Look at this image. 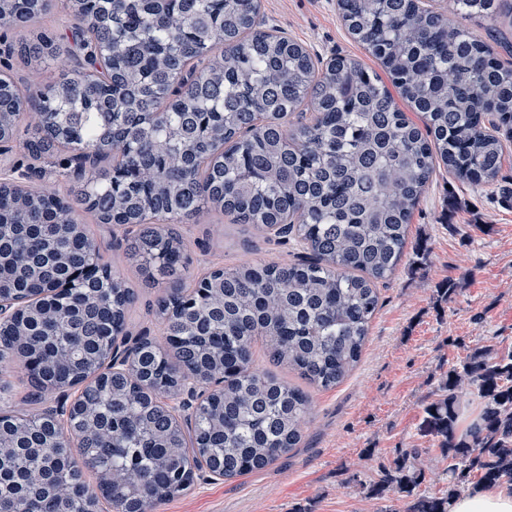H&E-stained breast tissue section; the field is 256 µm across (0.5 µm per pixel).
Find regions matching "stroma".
I'll return each instance as SVG.
<instances>
[{
	"label": "stroma",
	"instance_id": "stroma-1",
	"mask_svg": "<svg viewBox=\"0 0 512 512\" xmlns=\"http://www.w3.org/2000/svg\"><path fill=\"white\" fill-rule=\"evenodd\" d=\"M259 20L262 29L321 59L336 55L380 67L348 34L337 0H261ZM455 22L489 39L498 59L512 64L511 23H469L460 16ZM510 190L512 143L491 186L477 188L438 169L414 211L402 264L378 286L379 308L358 363L339 385L307 389L311 414L300 447L243 477L195 480L155 512H406V499L375 497L370 489L382 468L413 448L426 474L422 492L447 490L448 462L422 422L449 369L484 346L500 356L512 351V202L503 198ZM72 216L114 273L138 292L128 312L130 339L164 343L153 310L158 290L125 259L122 227L99 223L79 205ZM179 231L196 276L247 261H295L306 253L297 241H269L214 208ZM447 286L452 295H444Z\"/></svg>",
	"mask_w": 512,
	"mask_h": 512
}]
</instances>
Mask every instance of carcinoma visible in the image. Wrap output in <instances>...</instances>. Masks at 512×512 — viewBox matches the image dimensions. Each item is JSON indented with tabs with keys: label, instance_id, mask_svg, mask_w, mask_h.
<instances>
[{
	"label": "carcinoma",
	"instance_id": "carcinoma-1",
	"mask_svg": "<svg viewBox=\"0 0 512 512\" xmlns=\"http://www.w3.org/2000/svg\"><path fill=\"white\" fill-rule=\"evenodd\" d=\"M52 0H0L4 26L36 25ZM74 43L112 53L106 79L69 69L76 56L47 33L18 42L26 93L0 97V143L20 136L14 102L30 100L23 148L29 168L70 152L73 191L105 224L130 228L125 258L155 301L166 346L133 350L127 371L100 387L104 351L126 335L137 300L124 280L100 273L101 255L68 204L37 185L0 182V294L22 307L0 319V366L38 365L46 389L84 385L62 432L23 401L0 413V512H86V474L112 475L116 512H153L188 489L179 470L224 468L229 480L262 470L302 442L310 403L298 386L255 367L262 341L272 361L311 385L332 388L358 362L377 311L376 283L405 253L413 210L440 162L472 186L494 182L512 140V67L491 45L421 0H340L342 20L381 62L415 124L381 77L356 60L314 59L293 39L252 32L259 0H70ZM470 19L507 17L512 0H453ZM60 68L36 96L40 71ZM299 113L300 122L287 118ZM219 208L237 224L297 239L309 257L242 263L187 285L188 257L175 225ZM224 390L175 422L158 393L180 373ZM482 401L459 428L463 398ZM451 475L440 496L419 494L425 471L413 448L381 470L371 493L409 498L407 512H447L466 483L512 482V353L473 352L441 378L425 409Z\"/></svg>",
	"mask_w": 512,
	"mask_h": 512
}]
</instances>
